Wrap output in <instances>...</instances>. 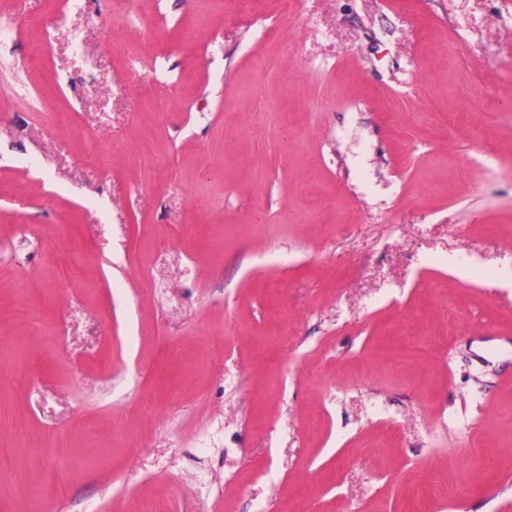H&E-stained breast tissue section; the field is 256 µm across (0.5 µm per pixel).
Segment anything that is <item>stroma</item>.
<instances>
[{"label":"stroma","mask_w":512,"mask_h":512,"mask_svg":"<svg viewBox=\"0 0 512 512\" xmlns=\"http://www.w3.org/2000/svg\"><path fill=\"white\" fill-rule=\"evenodd\" d=\"M0 512H512V0H0Z\"/></svg>","instance_id":"1"}]
</instances>
